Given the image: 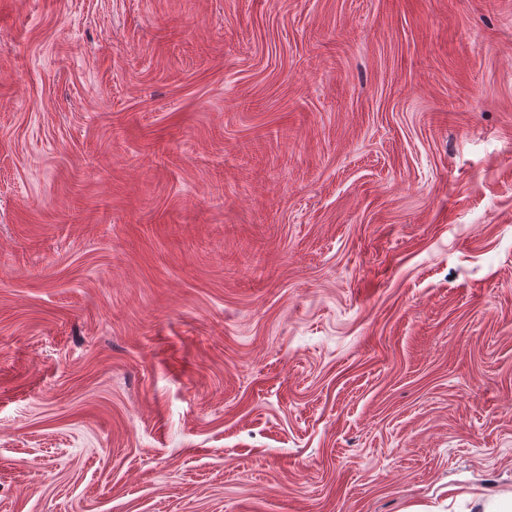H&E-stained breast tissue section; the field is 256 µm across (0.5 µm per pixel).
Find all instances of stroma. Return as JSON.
I'll use <instances>...</instances> for the list:
<instances>
[{
  "label": "stroma",
  "mask_w": 512,
  "mask_h": 512,
  "mask_svg": "<svg viewBox=\"0 0 512 512\" xmlns=\"http://www.w3.org/2000/svg\"><path fill=\"white\" fill-rule=\"evenodd\" d=\"M512 493V0H0V512Z\"/></svg>",
  "instance_id": "stroma-1"
}]
</instances>
